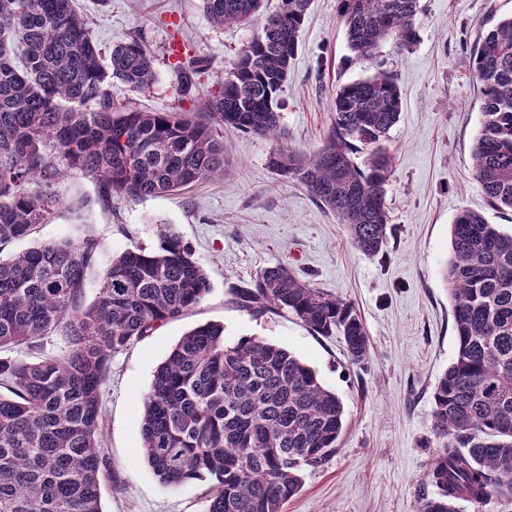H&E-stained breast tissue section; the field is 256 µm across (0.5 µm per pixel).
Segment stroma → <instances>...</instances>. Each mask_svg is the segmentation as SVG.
<instances>
[{
	"label": "stroma",
	"instance_id": "1",
	"mask_svg": "<svg viewBox=\"0 0 512 512\" xmlns=\"http://www.w3.org/2000/svg\"><path fill=\"white\" fill-rule=\"evenodd\" d=\"M420 40L399 53L381 44L369 59H349L336 0H312L282 93V137L258 138L220 126L224 178L169 195L102 201L97 183L70 172L57 186L80 195L82 217L59 208L30 238L0 249L11 256L36 242L91 231L104 259L137 247H156L165 221L193 248L212 290L185 317L116 353L103 387V442L110 478L104 512H205L206 482L161 484L141 456V403L157 366L194 326L223 324L224 338L267 339L315 369L345 408L336 454L307 470L301 493L286 512H417L434 492L425 478L445 444L433 430V387L455 352V329L443 271L450 259V226L464 209L512 231V213L493 210L473 176L471 153L482 115L470 51L488 29L512 16V0H421ZM102 48L137 41L153 56L157 78L143 91L113 82L114 100L148 112L189 110L216 93L224 71L259 34V25L214 26L201 0H78ZM184 43L204 65L190 95L179 93L171 43ZM391 73L402 111L388 146L393 175L386 187L387 243L371 257L356 250L335 216L306 189L278 174L283 149L321 148L331 107L343 84ZM288 265L326 293L353 304L370 353L351 364L341 337L314 335L293 314L256 317L231 302V286L261 268Z\"/></svg>",
	"mask_w": 512,
	"mask_h": 512
}]
</instances>
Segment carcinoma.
<instances>
[{
    "label": "carcinoma",
    "mask_w": 512,
    "mask_h": 512,
    "mask_svg": "<svg viewBox=\"0 0 512 512\" xmlns=\"http://www.w3.org/2000/svg\"><path fill=\"white\" fill-rule=\"evenodd\" d=\"M202 0L216 26L262 20L261 32L224 72L220 89L192 116L144 112L112 98L116 79L133 90L156 79L139 43L108 60L75 0H0V245L28 237L57 207L84 199L29 184H53L62 169L96 179L103 200L162 196L224 177L222 122L259 138L280 133V95L310 0ZM421 0H337L354 58L391 40L416 45ZM470 62L483 120L472 150L488 204L512 212V17L479 37ZM188 94L202 67L180 62ZM402 109L393 77L380 71L339 88L325 145L272 164L333 213L368 256L387 243V141ZM371 147L364 167L356 144ZM153 249L136 247L104 267L89 231L40 243L0 260V512H103L102 386L112 354L189 314L211 292L192 248L160 225ZM443 278L452 301L456 353L433 389V426L448 439L426 479L436 488L418 512H459L457 503L512 497V233L462 210L450 229ZM232 303L255 315L286 311L313 333L342 335L350 361L369 353L361 316L348 302L283 264L231 287ZM61 335L62 354L44 352ZM344 406L314 369L260 337L224 340V326L186 332L156 368L142 398L141 450L158 480L178 487L209 479L206 512H285L303 473L334 456Z\"/></svg>",
    "instance_id": "1"
}]
</instances>
